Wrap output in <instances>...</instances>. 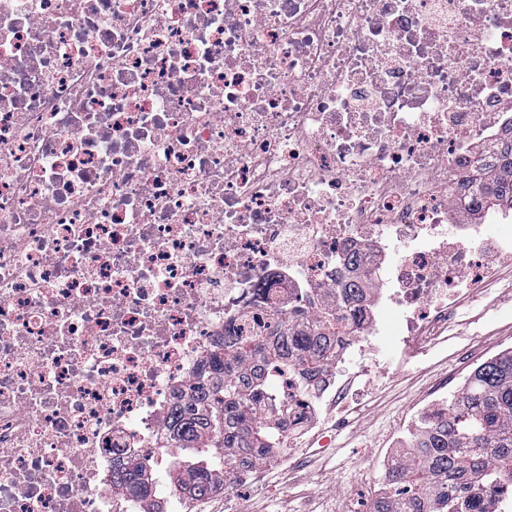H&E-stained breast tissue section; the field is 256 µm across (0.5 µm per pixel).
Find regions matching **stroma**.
Listing matches in <instances>:
<instances>
[{
	"label": "stroma",
	"mask_w": 512,
	"mask_h": 512,
	"mask_svg": "<svg viewBox=\"0 0 512 512\" xmlns=\"http://www.w3.org/2000/svg\"><path fill=\"white\" fill-rule=\"evenodd\" d=\"M511 299L512 288L495 283L476 299L461 292L458 336L449 341L447 354L383 378L369 393L367 411L353 416L344 431L331 434L324 454L309 459L286 480L273 479L261 489L239 493V502L247 512H349L359 466L383 455L402 414L437 376L456 368V351L465 346L490 358L512 348V323L492 314L494 307Z\"/></svg>",
	"instance_id": "1"
}]
</instances>
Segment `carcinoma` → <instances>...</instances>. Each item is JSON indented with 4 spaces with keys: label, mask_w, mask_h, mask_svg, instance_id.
Returning <instances> with one entry per match:
<instances>
[{
    "label": "carcinoma",
    "mask_w": 512,
    "mask_h": 512,
    "mask_svg": "<svg viewBox=\"0 0 512 512\" xmlns=\"http://www.w3.org/2000/svg\"><path fill=\"white\" fill-rule=\"evenodd\" d=\"M488 184L472 214L512 204V144L499 156L476 161ZM279 336L250 346L234 344L203 362L206 376L187 382L169 410L166 440L188 449L194 460L169 471L188 500L232 488L234 464L261 462L282 447L290 415L273 386V376L294 370L318 378L336 362V341L354 335L360 317L340 311L307 317L276 312ZM224 454V471L214 472L212 449ZM394 498L377 512H490L491 503L467 495V487L512 481V348L483 361L448 397V419L416 434L415 450L403 467L385 476ZM112 484L152 503L147 468L130 461L112 472Z\"/></svg>",
    "instance_id": "carcinoma-1"
}]
</instances>
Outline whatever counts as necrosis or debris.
<instances>
[{"label":"necrosis or debris","mask_w":512,"mask_h":512,"mask_svg":"<svg viewBox=\"0 0 512 512\" xmlns=\"http://www.w3.org/2000/svg\"><path fill=\"white\" fill-rule=\"evenodd\" d=\"M512 129V0H0V512H144L177 391L275 312L364 319L273 463L326 448L357 382L448 343L453 288L512 258L469 220ZM447 376L408 425L448 415ZM151 481L146 466L139 462L121 464L114 472L112 471V485L121 487L127 495L142 498L149 505L147 512H157L153 510Z\"/></svg>","instance_id":"necrosis-or-debris-1"}]
</instances>
